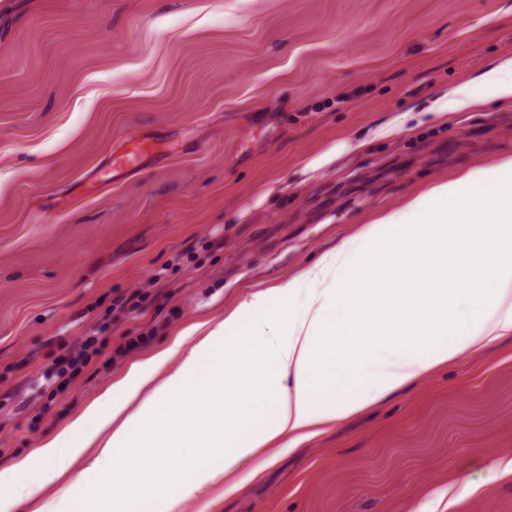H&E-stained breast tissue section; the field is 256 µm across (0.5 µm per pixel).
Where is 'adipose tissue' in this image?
Wrapping results in <instances>:
<instances>
[{
  "mask_svg": "<svg viewBox=\"0 0 512 512\" xmlns=\"http://www.w3.org/2000/svg\"><path fill=\"white\" fill-rule=\"evenodd\" d=\"M512 98V57L443 93L435 113L476 105L473 85ZM287 303L281 322L273 300ZM512 333V158L430 185L381 212L313 268L242 302L156 381L127 376L0 484L13 500L59 479L107 432L111 482L73 480L65 507L34 512H168L260 454L346 418L449 360ZM192 457L177 469L167 459Z\"/></svg>",
  "mask_w": 512,
  "mask_h": 512,
  "instance_id": "adipose-tissue-1",
  "label": "adipose tissue"
}]
</instances>
